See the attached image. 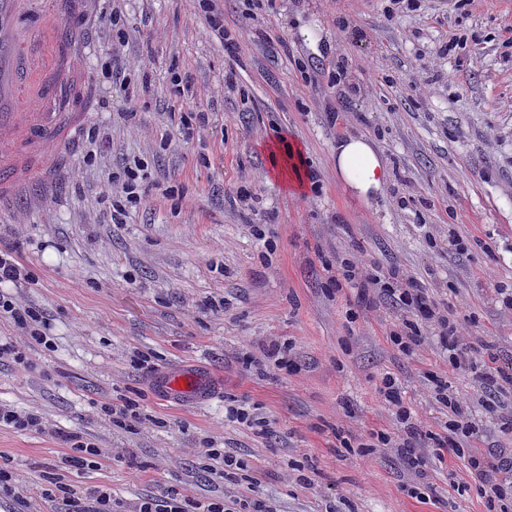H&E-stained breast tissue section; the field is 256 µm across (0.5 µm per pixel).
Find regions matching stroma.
Returning a JSON list of instances; mask_svg holds the SVG:
<instances>
[{
	"mask_svg": "<svg viewBox=\"0 0 512 512\" xmlns=\"http://www.w3.org/2000/svg\"><path fill=\"white\" fill-rule=\"evenodd\" d=\"M218 5L224 40L198 0H68L60 10L92 43L74 74L87 92L83 132L47 181L0 206V247L20 245L33 278L0 290L42 310L55 344L30 350V366L0 363V403L80 432L107 460L65 470L66 445L2 425L0 467L28 490L29 512H51L37 489L58 472L127 507L175 489L194 500L243 494L271 512H484L463 460L429 459L419 478L394 451L341 453L336 438L399 433L376 391L388 373L419 428L445 435L436 372L479 427L476 448L512 451V387L486 393L474 373L452 369L433 328L412 354L398 352L388 336L400 311L358 301L347 283L333 289L327 269L344 258L399 268L454 316L478 360L512 368L501 295L512 290V12L498 0ZM111 10L125 23L120 45L101 22ZM105 51L132 87L150 83L133 120L119 117L122 92L102 104ZM176 73L189 92H177ZM201 111L209 126L196 122ZM347 135L370 136L388 166L367 201L336 176ZM284 140L313 175L298 189L273 171ZM133 159L151 184L115 225L102 197ZM452 232L465 253L450 249ZM274 341L291 344L295 370L267 362ZM139 353L149 369L133 367ZM194 366L218 379L210 402L157 392V375ZM126 399L143 418L121 428L101 405ZM231 405L268 428L233 421ZM206 440L241 469L220 479L202 468Z\"/></svg>",
	"mask_w": 512,
	"mask_h": 512,
	"instance_id": "obj_1",
	"label": "stroma"
}]
</instances>
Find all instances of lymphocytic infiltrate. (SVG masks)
<instances>
[{
    "mask_svg": "<svg viewBox=\"0 0 512 512\" xmlns=\"http://www.w3.org/2000/svg\"><path fill=\"white\" fill-rule=\"evenodd\" d=\"M146 166L134 163L124 166L117 178L118 194L111 201L110 221L125 223L130 208L142 201V184L148 180ZM337 280L355 283L360 289V299L369 297L390 299L404 312L398 329L392 331L389 339L398 351L408 354L419 346L422 340L421 321L436 324L439 339L448 363L458 370L475 371L483 389L492 391L512 386V370L490 366L478 367L474 353L463 347L456 334L451 314L442 313L433 303L424 283L403 278L394 268L379 266L365 270L349 260H341L336 268ZM0 318L9 320L29 336L31 345L52 349L53 341L47 335V321L42 311L19 305L12 297L0 293ZM379 396L396 408L397 420L405 427L402 435L378 431L375 438L379 447L397 448L410 468H420L426 462L422 440L423 434L413 421L411 410L405 405L402 387L396 378L384 376L376 386ZM432 394L435 400L448 410V438L437 441L433 450L437 458L453 457L466 461V468L476 489L484 500L486 512H512V484L507 483L506 473L512 472V457L486 456L478 451H465L464 445L476 439L474 423L467 418L456 396L441 376L432 378ZM45 500L53 502L55 512H118L119 502L111 492L100 486L77 491L66 484L63 475L52 479V486L43 490ZM131 512H271L266 504L249 501L240 497L215 498L207 501H191L176 490L163 494L146 496L137 502Z\"/></svg>",
    "mask_w": 512,
    "mask_h": 512,
    "instance_id": "obj_1",
    "label": "lymphocytic infiltrate"
}]
</instances>
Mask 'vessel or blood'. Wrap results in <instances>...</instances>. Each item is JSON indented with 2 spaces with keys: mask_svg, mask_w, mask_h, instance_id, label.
<instances>
[{
  "mask_svg": "<svg viewBox=\"0 0 512 512\" xmlns=\"http://www.w3.org/2000/svg\"><path fill=\"white\" fill-rule=\"evenodd\" d=\"M35 12L36 28H20L18 16ZM85 35L67 30L52 0H0V200L16 196L31 182L44 179L68 146L80 136V104L61 100L59 68L78 69L73 52ZM50 103V112H27V103ZM159 391L169 398L212 399L217 391L205 371L167 372Z\"/></svg>",
  "mask_w": 512,
  "mask_h": 512,
  "instance_id": "1",
  "label": "vessel or blood"
}]
</instances>
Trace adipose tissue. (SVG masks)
Returning <instances> with one entry per match:
<instances>
[{"mask_svg":"<svg viewBox=\"0 0 512 512\" xmlns=\"http://www.w3.org/2000/svg\"><path fill=\"white\" fill-rule=\"evenodd\" d=\"M336 175L345 189L367 200L382 192L388 169L370 139L350 136L336 144Z\"/></svg>","mask_w":512,"mask_h":512,"instance_id":"ef3b65f1","label":"adipose tissue"}]
</instances>
